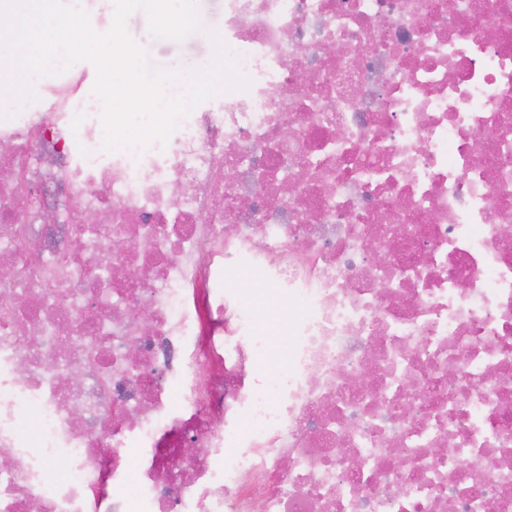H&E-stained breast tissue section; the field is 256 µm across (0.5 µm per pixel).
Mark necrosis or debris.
<instances>
[{
  "mask_svg": "<svg viewBox=\"0 0 512 512\" xmlns=\"http://www.w3.org/2000/svg\"><path fill=\"white\" fill-rule=\"evenodd\" d=\"M222 39L250 89L167 141L103 151L73 68L0 121V512H512V0ZM242 269L297 308L272 374Z\"/></svg>",
  "mask_w": 512,
  "mask_h": 512,
  "instance_id": "4bbe7bcc",
  "label": "necrosis or debris"
}]
</instances>
